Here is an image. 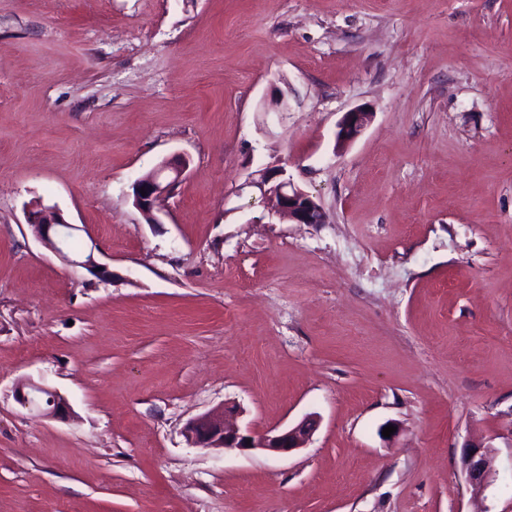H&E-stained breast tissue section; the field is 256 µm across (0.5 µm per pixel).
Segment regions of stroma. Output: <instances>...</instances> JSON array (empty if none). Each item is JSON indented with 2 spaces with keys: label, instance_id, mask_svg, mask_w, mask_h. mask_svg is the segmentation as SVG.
Masks as SVG:
<instances>
[{
  "label": "stroma",
  "instance_id": "obj_1",
  "mask_svg": "<svg viewBox=\"0 0 512 512\" xmlns=\"http://www.w3.org/2000/svg\"><path fill=\"white\" fill-rule=\"evenodd\" d=\"M176 155L146 223L132 185ZM265 167L324 223L273 213ZM226 401L319 426L187 447ZM467 441L498 452L478 490ZM0 512H512V0H0ZM372 117V112L364 109H356L351 112H346L337 125V144L344 146L358 137L371 122ZM24 213L26 224L32 228L35 235L64 261L71 266L87 268L90 271L96 268L92 250L80 257H72L66 251L65 244L78 228L75 224L67 222L55 206H48L41 200H36L30 203ZM41 396L46 400L41 401ZM15 399L23 406H28L40 416L57 417L69 412L66 399L56 390L43 383L26 381L15 388ZM238 414L236 405L223 403L191 419L182 431L186 445L203 449H261L272 455L285 456L306 448L318 425L314 416H306L294 425L254 435L237 426ZM247 440H250V444H247Z\"/></svg>",
  "mask_w": 512,
  "mask_h": 512
}]
</instances>
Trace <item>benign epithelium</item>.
Returning a JSON list of instances; mask_svg holds the SVG:
<instances>
[{"label": "benign epithelium", "mask_w": 512, "mask_h": 512, "mask_svg": "<svg viewBox=\"0 0 512 512\" xmlns=\"http://www.w3.org/2000/svg\"><path fill=\"white\" fill-rule=\"evenodd\" d=\"M372 117L373 113L364 109L345 113L337 125V144L344 146L358 137ZM187 169L186 159L170 158L162 161L151 175L134 182L133 204L147 223H159L161 202L170 195L172 187L182 181ZM248 185L257 188L262 197L273 200L277 212L296 224L325 222L320 206L285 177L283 168H264L248 181ZM25 221L45 245L70 265L89 270L96 268L93 253L73 257L66 251L65 243L77 231V226L67 222L56 207L36 200L25 209ZM15 399L41 416L57 417L69 412L66 399L43 383L26 381L18 384ZM238 414L237 406L222 404L188 421L182 431L186 445L203 449H261L272 455L285 456L306 447L318 425L315 417L306 416L291 426L255 435L237 426ZM496 459L495 447L489 443H468L462 449L461 470L470 484L484 486L495 472Z\"/></svg>", "instance_id": "7a95c632"}]
</instances>
